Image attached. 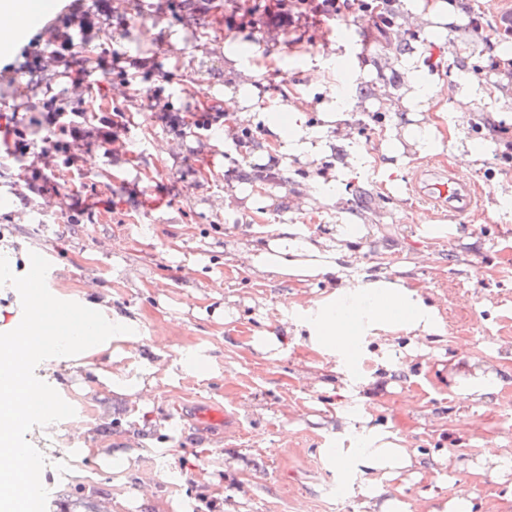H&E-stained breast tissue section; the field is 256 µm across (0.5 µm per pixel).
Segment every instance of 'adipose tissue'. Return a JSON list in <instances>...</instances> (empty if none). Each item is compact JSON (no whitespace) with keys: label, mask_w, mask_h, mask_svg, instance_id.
<instances>
[{"label":"adipose tissue","mask_w":512,"mask_h":512,"mask_svg":"<svg viewBox=\"0 0 512 512\" xmlns=\"http://www.w3.org/2000/svg\"><path fill=\"white\" fill-rule=\"evenodd\" d=\"M397 7L406 26L417 32V40L409 49L377 63L349 53L345 39L329 43L304 64L313 83L323 82L330 74L338 83L335 93L316 103L300 95L279 106L261 95L260 64L280 61L272 45L254 43L244 53L235 51L230 41L223 47L224 70L230 80L224 88V108L232 114L231 124L220 133L225 145H232L238 129L259 125L265 130L262 143L258 149L247 150V164L284 174L292 167H315L330 156L336 159V169L328 177L303 182L285 221L249 238L231 259L253 279L265 282L334 281V289L325 294L284 293L278 308L291 313L295 339L318 356L313 366L316 388L334 391V377L360 369L366 357L374 359L373 368L359 378L363 393L355 407L340 408L330 426L335 447L323 451L327 464L336 467L350 489L363 496L365 512H408L409 504L396 483L417 476L420 468L418 451L399 430L377 422L365 391L379 383L393 386L400 374L399 360L423 366L436 358L433 339L443 333V307L439 297L411 285L413 266L409 263L397 272L368 280L342 276L344 264L361 260L358 243L370 233L369 225L350 211L346 186L354 174L373 167L390 196L399 199L402 174L411 159L454 153L460 175L467 179L484 160L512 144L499 134L476 139L461 132L477 105L493 122L512 120V91L479 83L465 73L447 81L427 61L430 45H445L449 25L460 21L459 0H397ZM392 74L397 75V82H389ZM360 77L373 79L378 99L394 112L372 154L360 150L353 139L351 84ZM278 203V191L261 181L234 182L224 189L228 213L244 206L270 211ZM322 207L335 209L338 224L332 236L316 238L296 218ZM60 307L57 295L36 293L28 301L25 317L14 323L12 331L20 340L9 352L0 353V421L10 418L24 395L29 417L63 423L69 434L82 424L81 413L55 415V387L33 393L28 377L17 374V366L38 353L50 354L58 365L112 355L118 369H93L96 382L127 397L132 405L146 403L157 391L162 367L140 360L137 321L116 312L105 313L90 301L64 316ZM448 379L463 408L496 405L505 385L495 364L472 358L464 347L449 358ZM11 437V431L0 429V499L8 504L15 497V473L31 463L29 456L13 448ZM91 455L103 470L119 478L126 475L134 458L132 449L96 452L82 440L67 455L68 474H75L81 461ZM429 468L441 484L450 487L437 496L433 512H483V502L456 485L454 474L466 468L511 475L512 453L488 450L465 461L436 454Z\"/></svg>","instance_id":"1"}]
</instances>
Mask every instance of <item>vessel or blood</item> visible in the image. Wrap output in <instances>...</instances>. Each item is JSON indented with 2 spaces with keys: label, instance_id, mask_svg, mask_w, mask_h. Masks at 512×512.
<instances>
[{
  "label": "vessel or blood",
  "instance_id": "1",
  "mask_svg": "<svg viewBox=\"0 0 512 512\" xmlns=\"http://www.w3.org/2000/svg\"><path fill=\"white\" fill-rule=\"evenodd\" d=\"M419 193L430 197L442 211L461 217L474 212L481 190L476 185L456 179L444 167L425 170L414 182ZM39 481L36 468H28L16 479V493L20 512H31L32 490Z\"/></svg>",
  "mask_w": 512,
  "mask_h": 512
}]
</instances>
